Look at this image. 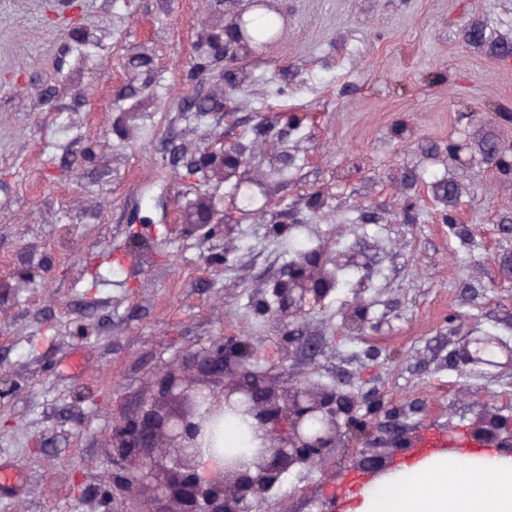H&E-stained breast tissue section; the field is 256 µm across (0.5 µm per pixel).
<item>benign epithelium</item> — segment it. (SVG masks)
<instances>
[{
  "label": "benign epithelium",
  "mask_w": 512,
  "mask_h": 512,
  "mask_svg": "<svg viewBox=\"0 0 512 512\" xmlns=\"http://www.w3.org/2000/svg\"><path fill=\"white\" fill-rule=\"evenodd\" d=\"M274 5L275 0H232L230 19L212 27L206 53L186 76L187 83L207 76L214 62L223 64L224 76L236 73L256 51L252 17ZM449 144L448 156L468 165V144L461 139ZM484 155L500 174L512 176V143L490 142ZM249 166L250 156L238 143L210 147L192 160L194 173L221 183L233 180L239 187L257 183ZM187 211L197 215L194 223L181 225L184 232L205 237L218 226L229 234L231 225L211 203L200 207L194 201ZM343 266L357 267L364 277L373 272L359 250L332 252L316 245L267 285L256 309L283 328L280 361L265 355L259 339L217 336L158 370L136 408L117 410L109 450L112 468L92 494L101 512H258L285 474L324 467L338 448L355 447L354 468L382 472L389 455L376 453L377 448L389 444L395 453L413 447L409 429H394L403 410L374 393L278 380L291 347L306 340L301 321L335 291L334 273ZM375 328L366 304L354 306L342 326L350 335ZM227 417L246 423L252 452L221 461L205 474L204 449L218 450L219 428ZM466 438L512 455V413H481Z\"/></svg>",
  "instance_id": "7a95c632"
}]
</instances>
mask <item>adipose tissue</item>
Returning a JSON list of instances; mask_svg holds the SVG:
<instances>
[{"label": "adipose tissue", "mask_w": 512, "mask_h": 512, "mask_svg": "<svg viewBox=\"0 0 512 512\" xmlns=\"http://www.w3.org/2000/svg\"><path fill=\"white\" fill-rule=\"evenodd\" d=\"M346 512H512V457L435 452L350 495Z\"/></svg>", "instance_id": "ef3b65f1"}]
</instances>
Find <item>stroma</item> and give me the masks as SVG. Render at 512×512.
<instances>
[{
	"label": "stroma",
	"mask_w": 512,
	"mask_h": 512,
	"mask_svg": "<svg viewBox=\"0 0 512 512\" xmlns=\"http://www.w3.org/2000/svg\"><path fill=\"white\" fill-rule=\"evenodd\" d=\"M281 6L278 41L244 64L219 116L186 98L221 93V66L183 81L226 0H0V274L37 273L0 305V374L17 384L0 400V471L13 476L0 512H90L113 399L134 405L178 352L224 332L280 357L281 333L254 302L299 243L338 229L376 276L310 311L304 331L320 347H292L288 378L379 393L414 430L457 437L512 408V177L483 160L486 141H512L498 117L512 109V0ZM452 138L467 139L472 165L449 161ZM221 141L249 145L259 184L189 174ZM450 178L463 188L455 227L436 192ZM201 193L236 227L233 263L216 260L223 236L165 230ZM360 300L377 334L341 332ZM476 339L496 342L490 363H449ZM350 465L341 448L336 481L286 476L261 512L347 497Z\"/></svg>",
	"instance_id": "obj_1"
}]
</instances>
